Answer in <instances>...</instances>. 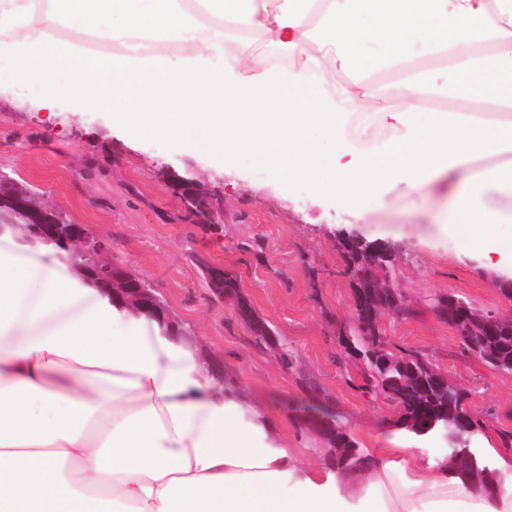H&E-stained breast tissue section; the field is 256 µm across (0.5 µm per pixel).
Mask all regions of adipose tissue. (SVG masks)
I'll return each instance as SVG.
<instances>
[{
	"instance_id": "ef3b65f1",
	"label": "adipose tissue",
	"mask_w": 512,
	"mask_h": 512,
	"mask_svg": "<svg viewBox=\"0 0 512 512\" xmlns=\"http://www.w3.org/2000/svg\"><path fill=\"white\" fill-rule=\"evenodd\" d=\"M502 58L512 0H0V83L354 208L447 191L439 231L505 268L512 94L433 108L441 75ZM364 113L386 131L367 151ZM275 422L57 249L0 236V512H512V486L474 496L405 437L336 470Z\"/></svg>"
}]
</instances>
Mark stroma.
I'll return each mask as SVG.
<instances>
[{
    "label": "stroma",
    "mask_w": 512,
    "mask_h": 512,
    "mask_svg": "<svg viewBox=\"0 0 512 512\" xmlns=\"http://www.w3.org/2000/svg\"><path fill=\"white\" fill-rule=\"evenodd\" d=\"M170 168L191 170L204 188L219 190L224 222L218 232L186 219L165 182ZM0 173L108 241L113 262L152 285L194 336L195 352L223 363L225 379L248 397L280 401V435L305 463L323 460L327 446L296 416V407L311 398L333 408L360 448L388 445L394 410L363 393L339 343L354 308L336 240L347 232L399 243L391 286L412 313L383 315L382 331L391 345L422 351L449 382L469 390L486 441L501 451L512 447L500 437L512 431V374L464 353L456 330L433 309L438 298L455 293L479 310L512 315V298L497 286L512 274L438 230L446 198L401 187L377 208L358 210L303 183L224 166L195 148L135 138L109 113L48 102L22 81L0 87ZM209 264L236 277L237 290L213 292L204 277ZM241 296L275 330V342L257 341L236 315Z\"/></svg>",
    "instance_id": "35a3bbf8"
}]
</instances>
